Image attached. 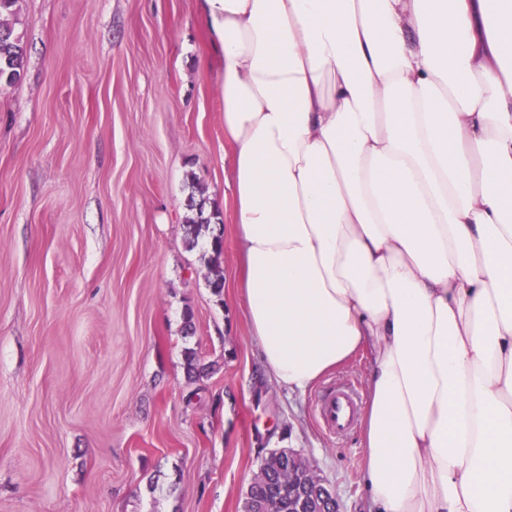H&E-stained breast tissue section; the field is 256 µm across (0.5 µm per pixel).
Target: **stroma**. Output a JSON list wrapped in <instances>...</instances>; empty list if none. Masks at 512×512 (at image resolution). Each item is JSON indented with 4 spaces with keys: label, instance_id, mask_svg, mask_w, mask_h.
Listing matches in <instances>:
<instances>
[{
    "label": "stroma",
    "instance_id": "stroma-1",
    "mask_svg": "<svg viewBox=\"0 0 512 512\" xmlns=\"http://www.w3.org/2000/svg\"><path fill=\"white\" fill-rule=\"evenodd\" d=\"M21 6L24 74L0 88V512H242L272 448L365 512L362 428L332 434L318 403L339 383L367 394L366 357L292 392L250 335L199 0ZM195 183L222 253L206 232L187 244Z\"/></svg>",
    "mask_w": 512,
    "mask_h": 512
}]
</instances>
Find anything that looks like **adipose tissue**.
<instances>
[{
	"label": "adipose tissue",
	"instance_id": "obj_1",
	"mask_svg": "<svg viewBox=\"0 0 512 512\" xmlns=\"http://www.w3.org/2000/svg\"><path fill=\"white\" fill-rule=\"evenodd\" d=\"M203 8L266 374L367 352L368 512H512V0Z\"/></svg>",
	"mask_w": 512,
	"mask_h": 512
}]
</instances>
